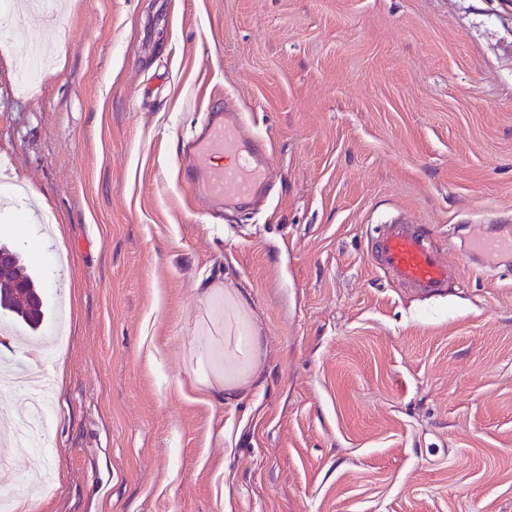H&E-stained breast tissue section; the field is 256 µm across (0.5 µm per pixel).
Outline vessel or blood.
I'll return each instance as SVG.
<instances>
[{"instance_id": "vessel-or-blood-1", "label": "vessel or blood", "mask_w": 512, "mask_h": 512, "mask_svg": "<svg viewBox=\"0 0 512 512\" xmlns=\"http://www.w3.org/2000/svg\"><path fill=\"white\" fill-rule=\"evenodd\" d=\"M224 156L221 165L213 156ZM269 156L261 141L248 136L233 113L212 115L204 137L196 144L188 167L200 195L221 201H242L260 187ZM375 252L403 285L423 295L442 290L452 272L447 261L425 240L424 232L408 223L385 225L378 234ZM512 253V238L483 233L472 238L470 256Z\"/></svg>"}]
</instances>
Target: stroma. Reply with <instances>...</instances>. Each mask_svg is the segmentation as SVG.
Returning <instances> with one entry per match:
<instances>
[{
    "mask_svg": "<svg viewBox=\"0 0 512 512\" xmlns=\"http://www.w3.org/2000/svg\"><path fill=\"white\" fill-rule=\"evenodd\" d=\"M0 40V240L36 269L53 411L35 512H512V0H62ZM244 113L251 210L183 144ZM404 216L456 273L424 298L369 245ZM265 338L234 404L191 389L202 286ZM502 252L512 253V238L503 239L497 235L483 233L472 238L470 251H467L473 260L480 259L478 254L492 255Z\"/></svg>",
    "mask_w": 512,
    "mask_h": 512,
    "instance_id": "stroma-1",
    "label": "stroma"
}]
</instances>
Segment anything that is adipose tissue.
<instances>
[{
  "label": "adipose tissue",
  "mask_w": 512,
  "mask_h": 512,
  "mask_svg": "<svg viewBox=\"0 0 512 512\" xmlns=\"http://www.w3.org/2000/svg\"><path fill=\"white\" fill-rule=\"evenodd\" d=\"M200 354L221 352L222 363L196 372L192 388L226 403L238 400L255 382L264 350L259 326L251 319L248 295L236 288L209 285L200 296Z\"/></svg>",
  "instance_id": "1"
}]
</instances>
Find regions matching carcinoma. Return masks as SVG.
Listing matches in <instances>:
<instances>
[{"instance_id":"1","label":"carcinoma","mask_w":512,"mask_h":512,"mask_svg":"<svg viewBox=\"0 0 512 512\" xmlns=\"http://www.w3.org/2000/svg\"><path fill=\"white\" fill-rule=\"evenodd\" d=\"M0 253L12 257L13 271L10 278L0 282V310L24 322L32 331H37L45 320L43 302L36 300L38 294L36 278L20 264L18 255L5 245Z\"/></svg>"}]
</instances>
